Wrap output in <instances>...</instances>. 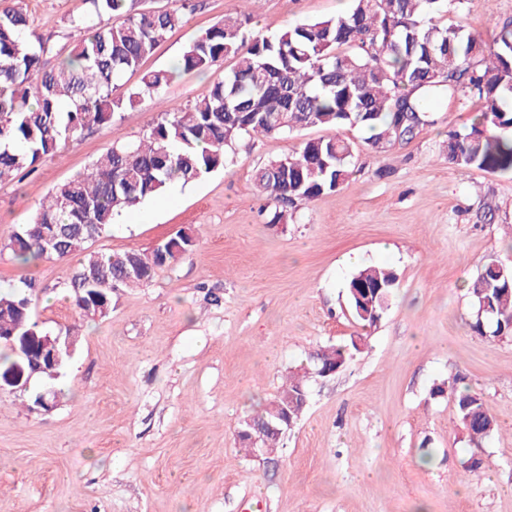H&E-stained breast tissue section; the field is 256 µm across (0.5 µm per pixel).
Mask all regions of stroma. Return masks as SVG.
Masks as SVG:
<instances>
[{
    "label": "stroma",
    "instance_id": "35a3bbf8",
    "mask_svg": "<svg viewBox=\"0 0 512 512\" xmlns=\"http://www.w3.org/2000/svg\"><path fill=\"white\" fill-rule=\"evenodd\" d=\"M55 62L77 31L80 0H25ZM351 0H199L139 71H172L161 97L142 96L112 124L0 183V243L39 202L108 149L160 121L159 99L188 105L233 66L185 72L190 41L251 12L253 34L272 36L349 11ZM465 13L492 43L512 0H448L440 24ZM461 97L435 105L407 142L382 150L364 131L309 128L242 139L223 169L127 211L88 250L145 251L188 230L197 246L152 282L113 293L106 316L84 320L61 283L79 259L28 264L0 252V286L32 282V313L49 331L74 326L79 342L58 385L33 412L0 385V512H512V340L476 335L467 291L492 260L512 265V176L449 162V133L470 128ZM356 145L355 171L336 191L269 223L254 175L296 156L311 138ZM384 265L397 285L381 320L364 329L346 297L359 266ZM366 334L342 372L311 380L302 418L272 453L245 455L237 426L274 399L290 368L314 349ZM481 391L496 432L470 443L446 386ZM443 394H435V387Z\"/></svg>",
    "mask_w": 512,
    "mask_h": 512
}]
</instances>
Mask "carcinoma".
Segmentation results:
<instances>
[{
	"label": "carcinoma",
	"mask_w": 512,
	"mask_h": 512,
	"mask_svg": "<svg viewBox=\"0 0 512 512\" xmlns=\"http://www.w3.org/2000/svg\"><path fill=\"white\" fill-rule=\"evenodd\" d=\"M71 20L78 31L69 52L49 65L46 48L20 6L0 12V182L32 172L85 131L112 120L136 99L158 96L171 79L167 70L144 74L125 96L114 82L153 54L168 31L180 25L178 9L150 10L138 0H81ZM352 10L334 18L295 25L272 37L254 36L251 15L226 17L197 36L183 51L185 71L209 69L234 60L232 70L207 95L185 108L166 107L145 139L115 146L77 176L58 185L6 247L22 261L83 259L63 283L79 315L94 319L112 307V293L152 280L196 246L194 234L178 231L149 251L122 254L86 252L89 240L106 232L116 217L174 183L188 184L224 167L229 150L244 137L287 135L299 129L360 127L369 143L383 149L409 141L427 124L430 103L460 93L474 100L470 130L448 134V161L489 173L512 174V23L493 44L462 25L435 22L445 0H352ZM123 18L112 24V17ZM354 145L336 135L309 139L296 157L272 160L255 181L274 205L270 223L283 220L295 203L336 191L351 174ZM54 231L47 250L43 232ZM396 285L395 273L370 266L348 282L346 295L364 328L381 319ZM377 288L368 302L355 294ZM476 308L474 332L512 339V267L486 264L469 285ZM23 291H0V336H24L32 344L47 335L23 303ZM366 337L315 351L310 364L346 367ZM306 374L289 373L275 399L238 423L237 438L247 455L255 447L272 451L288 430L270 424L288 415L299 421L306 404L300 388ZM458 419L469 441L490 436L496 423L480 392L453 387Z\"/></svg>",
	"instance_id": "obj_1"
}]
</instances>
